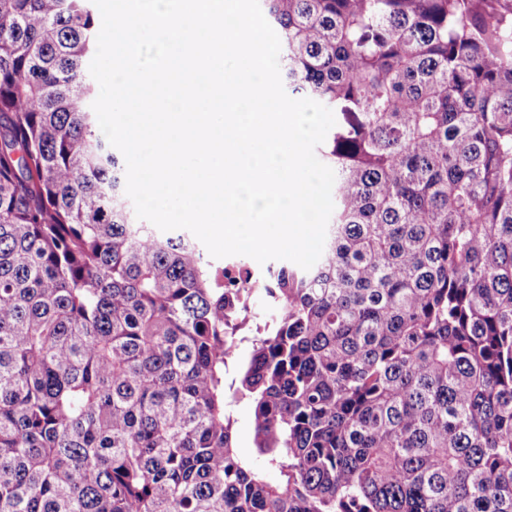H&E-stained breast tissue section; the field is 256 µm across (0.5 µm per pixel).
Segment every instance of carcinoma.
Wrapping results in <instances>:
<instances>
[{
	"mask_svg": "<svg viewBox=\"0 0 512 512\" xmlns=\"http://www.w3.org/2000/svg\"><path fill=\"white\" fill-rule=\"evenodd\" d=\"M261 2L334 211L229 295L135 217L92 0H0V512H512V0ZM237 447L242 457L251 462H259L256 448L253 444V430L251 410L247 405H240L236 409Z\"/></svg>",
	"mask_w": 512,
	"mask_h": 512,
	"instance_id": "cac0c4a2",
	"label": "carcinoma"
}]
</instances>
